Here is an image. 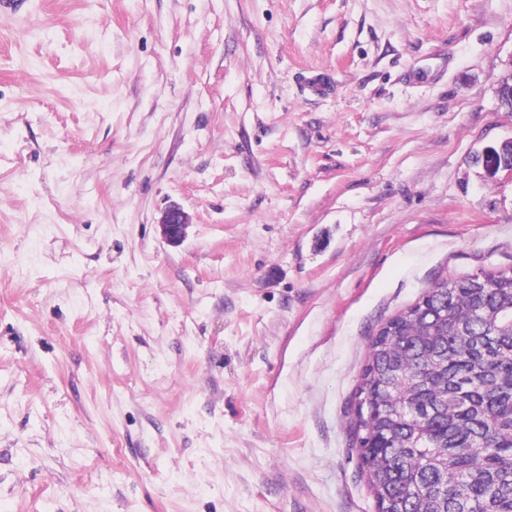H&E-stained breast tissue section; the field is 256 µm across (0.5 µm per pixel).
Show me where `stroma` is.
<instances>
[{
  "instance_id": "stroma-1",
  "label": "stroma",
  "mask_w": 512,
  "mask_h": 512,
  "mask_svg": "<svg viewBox=\"0 0 512 512\" xmlns=\"http://www.w3.org/2000/svg\"><path fill=\"white\" fill-rule=\"evenodd\" d=\"M511 77L512 0H15L0 512H377L368 342L512 268ZM188 226V216L178 205H173L166 209L159 222L162 238L172 246H178L182 243Z\"/></svg>"
}]
</instances>
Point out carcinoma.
I'll return each instance as SVG.
<instances>
[{
  "instance_id": "cac0c4a2",
  "label": "carcinoma",
  "mask_w": 512,
  "mask_h": 512,
  "mask_svg": "<svg viewBox=\"0 0 512 512\" xmlns=\"http://www.w3.org/2000/svg\"><path fill=\"white\" fill-rule=\"evenodd\" d=\"M425 294L371 337L352 399L378 512H512V269Z\"/></svg>"
}]
</instances>
